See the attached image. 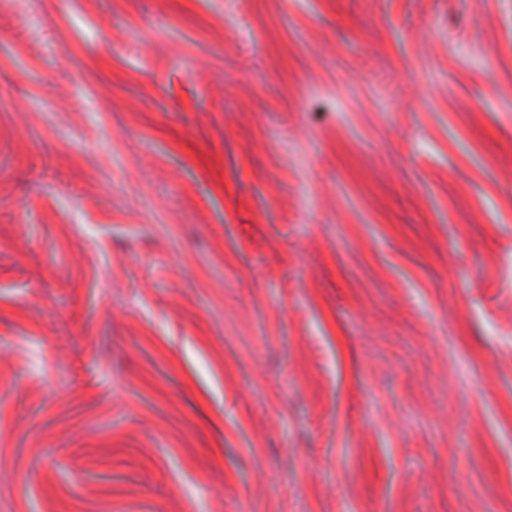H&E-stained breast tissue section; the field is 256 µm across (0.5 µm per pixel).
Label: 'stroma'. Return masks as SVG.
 <instances>
[{
  "instance_id": "1",
  "label": "stroma",
  "mask_w": 512,
  "mask_h": 512,
  "mask_svg": "<svg viewBox=\"0 0 512 512\" xmlns=\"http://www.w3.org/2000/svg\"><path fill=\"white\" fill-rule=\"evenodd\" d=\"M0 512H512V0H0Z\"/></svg>"
}]
</instances>
